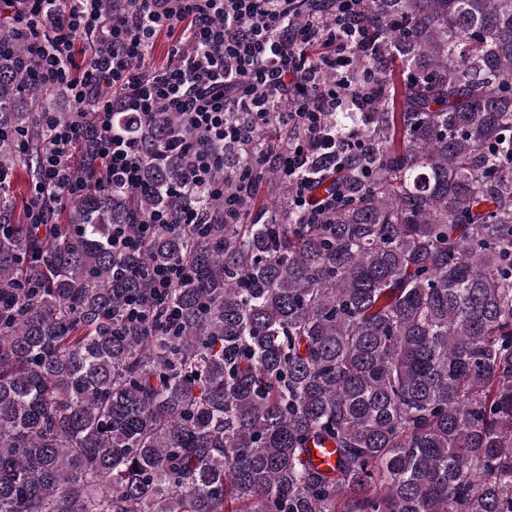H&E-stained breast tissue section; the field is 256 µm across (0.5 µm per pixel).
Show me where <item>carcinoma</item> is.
Instances as JSON below:
<instances>
[{"mask_svg": "<svg viewBox=\"0 0 512 512\" xmlns=\"http://www.w3.org/2000/svg\"><path fill=\"white\" fill-rule=\"evenodd\" d=\"M354 86L374 111L280 122L226 149L235 222L190 187L160 111L145 180H108L92 114L64 223L17 224L14 169L40 180L51 92L0 22V512H512V0H362ZM339 131L366 147L336 170ZM116 112L112 133L137 136ZM305 144V224L273 157ZM202 211V222L187 214ZM166 211L143 249L112 225ZM183 271L159 306L149 271ZM140 299L143 314L128 315ZM332 449L321 467L313 450Z\"/></svg>", "mask_w": 512, "mask_h": 512, "instance_id": "1", "label": "carcinoma"}]
</instances>
